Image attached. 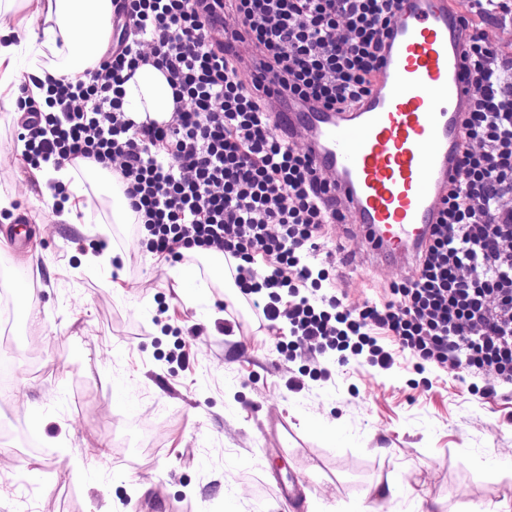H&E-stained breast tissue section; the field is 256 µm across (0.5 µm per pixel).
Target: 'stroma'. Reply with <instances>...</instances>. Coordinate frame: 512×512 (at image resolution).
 Instances as JSON below:
<instances>
[{
	"instance_id": "stroma-1",
	"label": "stroma",
	"mask_w": 512,
	"mask_h": 512,
	"mask_svg": "<svg viewBox=\"0 0 512 512\" xmlns=\"http://www.w3.org/2000/svg\"><path fill=\"white\" fill-rule=\"evenodd\" d=\"M14 134V112L0 109V200L35 224L36 244L19 261L0 237V263L27 270L10 285L44 374H29L24 345L0 344V368L15 369L0 426L36 429L34 449L0 456V512H132L144 498L154 512H278L279 483L296 475L314 512L512 505L511 390L406 355L382 371L329 354L315 378L245 309L221 334L222 275L190 262L201 294L184 293L129 226L104 228L102 195L77 223L59 221ZM107 230L123 249L89 263ZM323 235L344 248L325 283L344 303L382 301L401 282L365 260L353 226ZM20 476L35 498L13 491Z\"/></svg>"
}]
</instances>
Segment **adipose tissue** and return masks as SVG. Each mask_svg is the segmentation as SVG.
<instances>
[{"label":"adipose tissue","instance_id":"obj_1","mask_svg":"<svg viewBox=\"0 0 512 512\" xmlns=\"http://www.w3.org/2000/svg\"><path fill=\"white\" fill-rule=\"evenodd\" d=\"M29 11L18 24L28 29L42 48L59 58L56 66H32L39 80L67 77L81 80L108 47L116 11L114 0H25ZM124 88L126 110L137 121L168 120L174 109L173 90L164 73L140 65Z\"/></svg>","mask_w":512,"mask_h":512}]
</instances>
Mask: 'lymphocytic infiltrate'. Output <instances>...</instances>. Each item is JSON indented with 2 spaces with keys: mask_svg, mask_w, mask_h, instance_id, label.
I'll use <instances>...</instances> for the list:
<instances>
[{
  "mask_svg": "<svg viewBox=\"0 0 512 512\" xmlns=\"http://www.w3.org/2000/svg\"><path fill=\"white\" fill-rule=\"evenodd\" d=\"M116 47L83 80H49L44 101L18 98L22 161L117 175L135 235L176 263L191 248L221 252L260 326L287 322L290 350L365 356L390 369L395 351L512 385V59L467 24L474 93L462 115L460 179L432 225L413 277L382 302L350 308L320 288L338 264L323 243L336 223L307 154L274 131L239 71L248 43L280 94L338 110L356 105L379 66L394 0H231L236 31L219 27V0H116ZM163 71L167 121L125 110L129 72ZM385 331L395 349L382 346Z\"/></svg>",
  "mask_w": 512,
  "mask_h": 512,
  "instance_id": "obj_1",
  "label": "lymphocytic infiltrate"
}]
</instances>
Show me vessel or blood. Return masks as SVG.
Here are the masks:
<instances>
[{"mask_svg": "<svg viewBox=\"0 0 512 512\" xmlns=\"http://www.w3.org/2000/svg\"><path fill=\"white\" fill-rule=\"evenodd\" d=\"M464 18L459 0H397L371 91L346 112L281 97L258 68L246 78L274 130L301 143L328 182L333 208L357 226L367 253L403 273L459 176L461 115L472 93ZM6 239L13 256L28 253V223L9 225Z\"/></svg>", "mask_w": 512, "mask_h": 512, "instance_id": "b4317fda", "label": "vessel or blood"}]
</instances>
